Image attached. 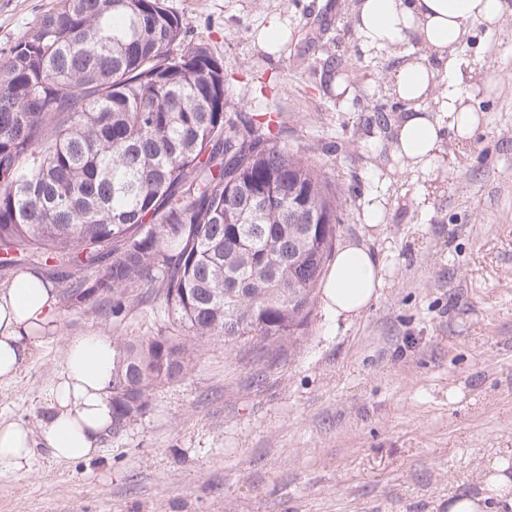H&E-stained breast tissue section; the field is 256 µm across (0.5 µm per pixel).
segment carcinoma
Instances as JSON below:
<instances>
[{"instance_id":"carcinoma-1","label":"carcinoma","mask_w":512,"mask_h":512,"mask_svg":"<svg viewBox=\"0 0 512 512\" xmlns=\"http://www.w3.org/2000/svg\"><path fill=\"white\" fill-rule=\"evenodd\" d=\"M163 0H60L0 64V262L73 303H156L197 341L304 334L336 239L330 177L227 119L224 66ZM95 273L92 280L79 276ZM113 434L180 378L171 336L116 343Z\"/></svg>"}]
</instances>
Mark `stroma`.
Returning <instances> with one entry per match:
<instances>
[{"label": "stroma", "instance_id": "obj_1", "mask_svg": "<svg viewBox=\"0 0 512 512\" xmlns=\"http://www.w3.org/2000/svg\"><path fill=\"white\" fill-rule=\"evenodd\" d=\"M57 3L0 0V62ZM164 3L185 43L222 59L231 121L274 115L280 143L330 176L337 243L364 242L385 285L350 321L315 301L293 344L192 343L185 377L93 458L57 462L39 443L27 469L0 467V512H448L449 495L478 492L487 463L512 456V14L461 48L499 92L476 95L484 124L469 147L446 140L433 178L390 154L406 105L389 85L419 46L362 50L353 0ZM274 20L292 32L276 56L257 41ZM379 198L387 221L371 228L363 208ZM90 331L181 333L155 304H61L54 336L0 384V423L38 427L66 341Z\"/></svg>", "mask_w": 512, "mask_h": 512}]
</instances>
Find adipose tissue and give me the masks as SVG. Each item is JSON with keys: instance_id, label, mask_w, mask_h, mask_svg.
<instances>
[{"instance_id": "obj_1", "label": "adipose tissue", "mask_w": 512, "mask_h": 512, "mask_svg": "<svg viewBox=\"0 0 512 512\" xmlns=\"http://www.w3.org/2000/svg\"><path fill=\"white\" fill-rule=\"evenodd\" d=\"M507 0H357L354 29L362 48L397 50L418 41L421 53L403 61L392 90L407 110L393 125L392 156L401 169L433 174L447 169L444 142H469L482 123L472 105L477 88L495 89L490 76L465 63L459 50L469 27H498L511 11ZM384 265L368 246L344 243L324 279L326 311L336 320L358 317L383 285ZM59 318L56 286L41 273L17 274L0 289V383L13 381ZM116 358L110 337L90 332L66 343L65 364L48 395L41 431L50 455L77 462L97 454L112 430V373ZM32 430L0 423V465L26 469L34 453ZM507 460L494 461L480 494L449 496L448 512H512V475Z\"/></svg>"}]
</instances>
